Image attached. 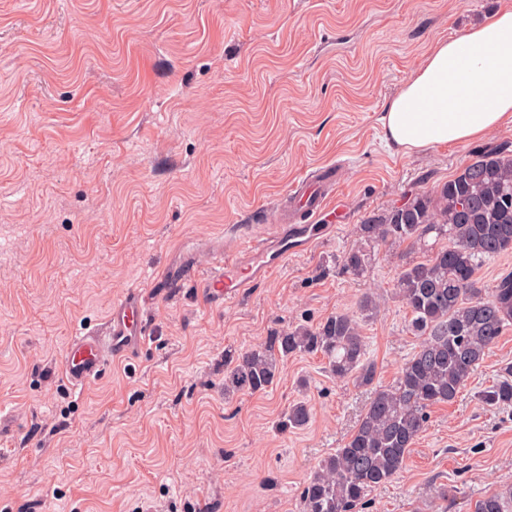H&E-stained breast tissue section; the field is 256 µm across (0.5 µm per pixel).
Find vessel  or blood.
<instances>
[{
  "label": "vessel or blood",
  "instance_id": "b4317fda",
  "mask_svg": "<svg viewBox=\"0 0 512 512\" xmlns=\"http://www.w3.org/2000/svg\"><path fill=\"white\" fill-rule=\"evenodd\" d=\"M327 170H319L315 181L300 180L291 195L303 203L309 215L319 214L332 195L325 192ZM332 231L328 224H276L269 232L253 237L241 253L230 254L222 248L213 251L215 262L204 278H197L193 267L164 271L159 281L167 288L200 280L211 303L240 295L245 289L264 280L289 255L311 249ZM145 299L136 289L124 291L112 306V315L104 327L86 329L73 336L67 346L63 367L73 385H88L105 364L127 359L137 352L144 339Z\"/></svg>",
  "mask_w": 512,
  "mask_h": 512
}]
</instances>
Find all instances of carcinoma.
Returning a JSON list of instances; mask_svg holds the SVG:
<instances>
[{"mask_svg":"<svg viewBox=\"0 0 512 512\" xmlns=\"http://www.w3.org/2000/svg\"><path fill=\"white\" fill-rule=\"evenodd\" d=\"M359 230L371 243L424 247L431 234L446 243L401 271L396 288L422 341L395 383L373 392L344 445L318 462L302 492V512H353L372 489L395 478L426 428L428 409L457 398L512 323V274L488 296L477 276L482 261L512 251V153L506 146L476 152L435 191L409 197ZM365 266L362 247L350 249L344 269L360 275ZM376 308L365 295L354 313L274 330L250 349L225 352L224 394L267 390L297 354L320 353L334 377L370 384L374 366L366 358L361 315ZM481 399L492 406L512 403V381L496 383ZM309 420L308 405L297 401L278 427L299 430ZM474 512H512V487L483 495Z\"/></svg>","mask_w":512,"mask_h":512,"instance_id":"obj_1","label":"carcinoma"}]
</instances>
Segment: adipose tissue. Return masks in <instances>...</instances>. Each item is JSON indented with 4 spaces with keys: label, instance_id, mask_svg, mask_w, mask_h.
Returning a JSON list of instances; mask_svg holds the SVG:
<instances>
[{
    "label": "adipose tissue",
    "instance_id": "1",
    "mask_svg": "<svg viewBox=\"0 0 512 512\" xmlns=\"http://www.w3.org/2000/svg\"><path fill=\"white\" fill-rule=\"evenodd\" d=\"M512 125V5L436 41L388 102L386 145L408 153L465 143Z\"/></svg>",
    "mask_w": 512,
    "mask_h": 512
}]
</instances>
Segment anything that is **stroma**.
Instances as JSON below:
<instances>
[{
	"mask_svg": "<svg viewBox=\"0 0 512 512\" xmlns=\"http://www.w3.org/2000/svg\"><path fill=\"white\" fill-rule=\"evenodd\" d=\"M505 2L0 0V512H300L318 461L421 342L395 284L423 253L372 244L352 275L360 224L512 144L508 126L396 153L384 105L436 40ZM324 164L336 192L314 221L330 238L221 306L158 288V270H207L280 213L304 220L288 187ZM130 288L149 309L143 352L74 387L68 342ZM366 295L372 384L300 354L266 391L225 397L226 349ZM511 375L512 324L364 512H472L512 485V404L481 401ZM298 400L310 423L279 431Z\"/></svg>",
	"mask_w": 512,
	"mask_h": 512,
	"instance_id": "obj_1",
	"label": "stroma"
}]
</instances>
